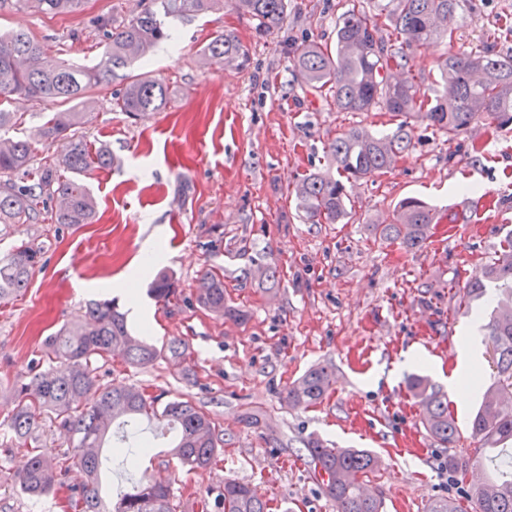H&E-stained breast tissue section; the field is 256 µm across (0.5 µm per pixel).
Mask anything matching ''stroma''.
Returning a JSON list of instances; mask_svg holds the SVG:
<instances>
[{
    "label": "stroma",
    "mask_w": 512,
    "mask_h": 512,
    "mask_svg": "<svg viewBox=\"0 0 512 512\" xmlns=\"http://www.w3.org/2000/svg\"><path fill=\"white\" fill-rule=\"evenodd\" d=\"M349 6V0H288L284 27L262 38L228 5L171 19L175 59L156 50L139 69L167 84L165 109L136 119L113 110L112 97L123 88L119 79L85 98L81 109L92 115L85 135L112 150L111 167L84 177L96 202L95 223L15 224L0 236V256L22 241L44 248L27 290L0 305V438L10 435L15 383L29 381L48 363L46 336L81 315L88 301L111 298L124 310L133 293L147 305L153 326L128 321L130 334L158 347L185 342L191 375L183 377L162 358L144 368L115 358L99 364L98 378L191 399L230 443L216 464L193 471L163 439L137 465L114 454L107 491L126 489L162 467L183 502L235 478L249 483L273 512H336L306 463L304 442L314 437L331 448L380 457L382 466L366 485L381 512H428L436 498L462 495L478 446L471 418L483 390L497 379L489 339L480 341L476 392L463 401L448 399L460 432L456 446L426 431L409 387L411 377L424 375L447 389L439 372L412 366L393 385L383 375L412 349L452 369L448 350L463 326L474 316L488 318L494 294L471 303L464 286L512 229V125L498 128L479 118L451 139L421 114L407 115L413 149L389 172L349 184L352 210L345 222L306 223L293 188L308 172L335 173L328 145L353 127L379 133L403 121L377 109L339 111L309 92L290 68L296 45L334 46L336 25ZM139 8V0H88L80 13L48 15L8 5L0 8V31L27 33L63 47L73 64L92 65L102 55L92 17L126 20ZM508 24L512 0H469L452 40L414 50L404 78L426 95L444 93L440 56L475 49ZM227 30L248 45L249 68L205 62V46ZM5 107L21 115L35 160L64 153L65 142L35 137L46 106L14 96ZM409 196L439 208L431 238L413 250L375 240L372 224L390 223ZM456 213L466 214L467 223H451ZM158 225L168 228L166 258L141 270V243ZM268 265L277 266V283L259 277ZM210 269L223 273L227 295L245 320L197 304L199 280ZM161 270L177 285L167 302L149 292ZM116 280L124 281V292L113 290ZM318 363L335 373L327 397L307 408L289 406L286 388ZM248 413L260 416L259 426H245ZM27 459L26 446L0 448V512H63L65 489L81 487L80 470L73 465L61 473L63 491L32 497L13 482Z\"/></svg>",
    "instance_id": "obj_1"
}]
</instances>
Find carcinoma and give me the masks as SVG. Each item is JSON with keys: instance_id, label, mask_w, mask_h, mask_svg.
<instances>
[{"instance_id": "1", "label": "carcinoma", "mask_w": 512, "mask_h": 512, "mask_svg": "<svg viewBox=\"0 0 512 512\" xmlns=\"http://www.w3.org/2000/svg\"><path fill=\"white\" fill-rule=\"evenodd\" d=\"M19 8H34L45 14H74L86 0H11ZM288 0H232L233 8L249 17L255 37L280 30L286 19ZM336 24V45L330 50L317 44L293 49V71L320 96H328L345 112H369L379 107L396 115L415 110L451 138L463 134L478 117L497 126L512 125V53L496 50L502 35L475 51L448 52L439 65L447 93L433 98L412 83L397 77L411 51L437 37L453 36L457 15L468 0H388L379 13L364 10L361 0ZM224 7V0H140V10L128 22L110 16L95 20L104 38L100 63L77 68L52 57L40 42L24 32L0 33V105L14 94H24L37 103H68L85 97L92 89H106L118 70L131 68L148 56L161 41L170 39L168 19L199 15ZM392 30L389 41L378 36L381 27ZM204 58L214 64L250 66L248 47L230 32L214 37L204 48ZM168 88L163 83L132 75L115 98L120 111L137 118L166 105ZM89 121L88 113L67 109L50 113L39 135L68 140L67 151L55 160L34 162L26 140L0 137V225L67 224L78 226L95 220V201L83 182L93 168L112 164L108 146H93L77 130ZM411 144L407 124L381 136L351 129L328 147L336 176L319 172L302 175L293 190L298 210L312 224H337L347 215L350 198L347 184L381 174L405 154ZM58 199L57 208L49 202ZM435 215L426 203L408 197L399 204L390 224H374L379 240L401 241L406 247H421L431 236ZM43 248L30 242L17 246L0 259V304L17 299L28 285L30 272L41 264ZM196 301L220 317L240 319L243 311L227 302L224 275L206 271ZM499 291L496 307L487 325L496 357L497 381L484 393L482 407L472 421V435L482 451L498 456L512 447V234L491 262L485 264L466 286L467 297L481 300L487 288ZM154 291L168 301L176 293L175 282L160 274ZM46 352L65 362L61 369L48 367L35 373L18 389L20 400L9 419L15 437L30 448L27 469L16 483L28 495L41 496L57 490L58 475L66 469L67 457L39 447L42 414L53 415L77 451V465L86 477L78 492L66 497L71 512H210L206 500L181 503L174 499L171 483L146 480L109 501L102 494L104 465L100 448L112 436V426L132 433L139 420L157 423L176 432L170 452L188 469L204 468L217 461L224 438L216 421L192 401L169 400L144 388L99 383L94 364L115 357L133 367H147L157 358L189 374L188 347L172 342L167 351L135 340L123 314L111 301H96L83 315L45 341ZM334 380L332 370L317 366L285 390L288 405L310 406L323 400ZM98 387L92 405L85 395ZM410 387L424 411L425 426L444 445L454 444L459 432L448 412V400L426 376L411 379ZM307 462L316 479L325 486L336 512H379L380 504L366 496L364 481L381 460L362 449L328 448L319 440L304 441ZM466 498L475 512H512V470L492 466L490 476L472 484ZM217 512H269V504L252 488L236 479L224 480L215 496Z\"/></svg>"}]
</instances>
